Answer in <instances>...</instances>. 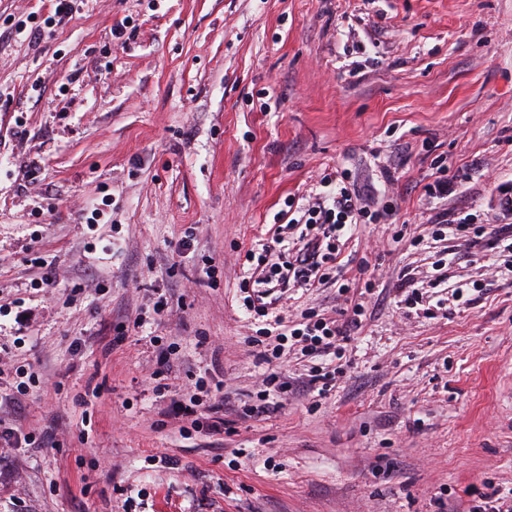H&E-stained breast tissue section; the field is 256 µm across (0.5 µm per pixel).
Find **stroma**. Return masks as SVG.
<instances>
[{
  "instance_id": "stroma-1",
  "label": "stroma",
  "mask_w": 512,
  "mask_h": 512,
  "mask_svg": "<svg viewBox=\"0 0 512 512\" xmlns=\"http://www.w3.org/2000/svg\"><path fill=\"white\" fill-rule=\"evenodd\" d=\"M52 12L0 0V366L40 376L0 422L55 441L0 450V512H468L511 490L512 274L435 221L512 225V0ZM333 171L393 223L357 225L322 285L270 293L295 317L364 305L343 379L181 432L152 392L160 348L177 346L170 396L193 378L256 395L245 254ZM406 275L424 284L411 306Z\"/></svg>"
}]
</instances>
